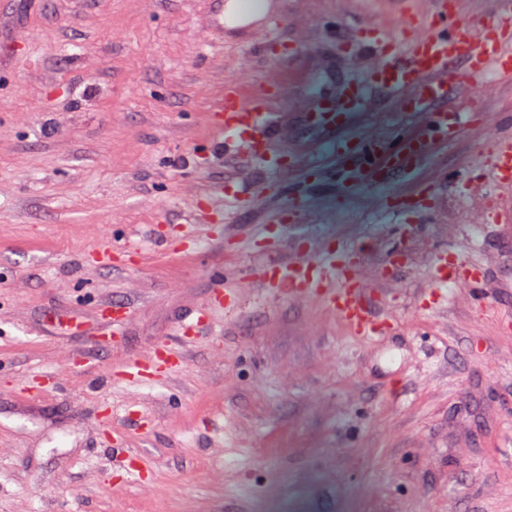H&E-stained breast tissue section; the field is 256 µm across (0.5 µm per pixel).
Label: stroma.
<instances>
[{
	"label": "stroma",
	"instance_id": "1",
	"mask_svg": "<svg viewBox=\"0 0 512 512\" xmlns=\"http://www.w3.org/2000/svg\"><path fill=\"white\" fill-rule=\"evenodd\" d=\"M267 2L219 44L204 0H0V512H512V223L489 217L512 208L490 154L512 85L448 97L472 121L409 174L348 196L317 179L287 209L324 148L312 103L366 78L367 36L402 17L391 0ZM229 83L268 87L280 170L217 149ZM424 124L375 88L353 132ZM234 186L248 203L219 195ZM263 232L276 259L354 249L385 334L262 298ZM442 258L481 291L440 285ZM222 280L237 313L181 337ZM165 344L187 352L168 378L118 380Z\"/></svg>",
	"mask_w": 512,
	"mask_h": 512
}]
</instances>
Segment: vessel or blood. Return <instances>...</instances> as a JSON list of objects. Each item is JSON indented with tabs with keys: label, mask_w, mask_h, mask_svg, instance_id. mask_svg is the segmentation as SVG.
Segmentation results:
<instances>
[{
	"label": "vessel or blood",
	"mask_w": 512,
	"mask_h": 512,
	"mask_svg": "<svg viewBox=\"0 0 512 512\" xmlns=\"http://www.w3.org/2000/svg\"><path fill=\"white\" fill-rule=\"evenodd\" d=\"M370 42L377 48L379 58L368 82L345 85L335 98L316 101L310 114L312 123L326 130L348 127L374 86L410 102L414 111L426 113L428 123L423 135L405 133L397 145L374 138L332 142L319 162L308 165V174L336 177L345 190L381 182L386 172L403 170L406 154L423 153L431 140H455L467 122V113L430 109L432 103L447 95L449 87L474 88L489 72L512 82V0H496L493 20L478 25L459 20L458 0H434L433 11L412 19L410 28L401 35L376 31ZM458 61L466 63V71L454 70ZM273 123L274 114L266 106L263 93L248 99L237 86H225L215 108V126L224 136V151L242 150L256 161L278 167V155L266 145ZM354 150L361 154V164L342 165V158ZM493 152L500 177L511 179L512 136L497 137ZM255 277L266 293L322 304L361 339L381 335L385 328L383 319L370 309L367 289L352 261L342 252L321 249L276 262L261 253L257 256ZM238 307L239 294L228 285L215 292L208 311L232 313ZM182 361L180 353L165 347L155 351L149 360L127 365L122 377L134 382L144 378L149 369L164 374Z\"/></svg>",
	"instance_id": "1"
}]
</instances>
